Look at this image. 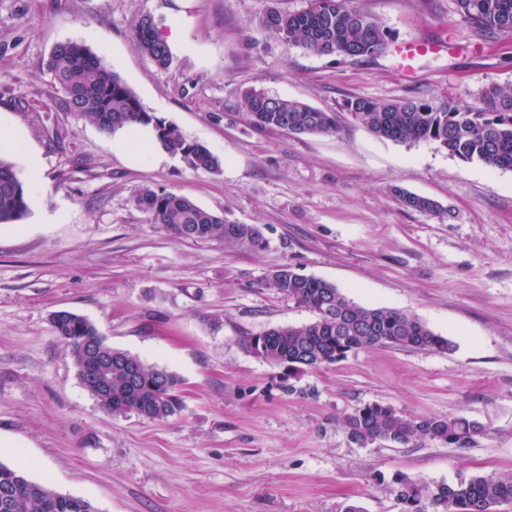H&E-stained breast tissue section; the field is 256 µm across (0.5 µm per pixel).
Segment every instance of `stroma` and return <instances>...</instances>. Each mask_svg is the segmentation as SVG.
Returning <instances> with one entry per match:
<instances>
[{
    "label": "stroma",
    "instance_id": "35a3bbf8",
    "mask_svg": "<svg viewBox=\"0 0 512 512\" xmlns=\"http://www.w3.org/2000/svg\"><path fill=\"white\" fill-rule=\"evenodd\" d=\"M390 43L426 40L404 78L389 50L319 56L260 20L306 0H0V129L19 131L39 179L9 158L28 215L0 224V462L97 512H401L389 483L512 477V169L436 145L379 138L345 108L362 97L476 107L512 88V33L481 40L455 0H356ZM177 29L158 69L135 46L141 15ZM89 47L145 110L221 156L220 173L179 157L130 165L112 137L68 111L46 61ZM337 113L333 135L250 122L249 88ZM193 198L259 225L260 250L175 237L135 207L136 188ZM435 200L404 207L399 191ZM332 282L354 302L403 310L448 337V353L361 350L283 382L245 337L312 313L265 284L280 266ZM88 318L113 348L177 376L181 416L105 413L80 385L52 315ZM379 401L413 416H463L486 434L468 449L420 440L363 445L343 418Z\"/></svg>",
    "mask_w": 512,
    "mask_h": 512
}]
</instances>
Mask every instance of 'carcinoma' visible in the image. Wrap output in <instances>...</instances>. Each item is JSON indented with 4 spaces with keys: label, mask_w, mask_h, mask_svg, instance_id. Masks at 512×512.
<instances>
[{
    "label": "carcinoma",
    "mask_w": 512,
    "mask_h": 512,
    "mask_svg": "<svg viewBox=\"0 0 512 512\" xmlns=\"http://www.w3.org/2000/svg\"><path fill=\"white\" fill-rule=\"evenodd\" d=\"M459 13L480 38L512 32V0H455ZM260 25L274 38L321 56L360 58L381 52L387 34L376 19L355 6V0H307L294 12L270 10ZM133 41L159 69L168 68L171 52L159 35L154 19L141 16ZM47 68L53 84L63 93L69 111L87 117L104 133L127 124L153 126L157 141L193 169L218 173L223 159L205 144L188 139L179 127L148 112L136 95L88 47L60 43L52 50ZM254 125L292 134L329 135L337 132L334 112L304 102L245 92ZM481 106L448 102L435 105L421 99L379 102L356 98L347 102L350 115L375 136L400 142H428L464 162L492 168H512V88L483 89ZM402 204L422 212H440L432 200L400 193ZM132 202L151 223L195 242L220 241L226 245L260 250L265 239L255 224H235L199 206L191 197L164 189L140 187ZM28 194L13 164L0 158V224H14L28 214ZM266 285L314 314L300 326H277L263 332V341L243 340L248 352L274 368L292 366L293 373L333 366L361 349L400 347L447 352L453 342L434 333L417 317L400 309L362 306L331 282L305 276L284 265L274 270ZM53 325L67 344L83 388L113 416L136 414L152 420L180 416L185 409L177 393L178 379L156 365L108 345L86 318L69 312L53 314ZM112 357L111 392L103 393L86 379L92 350ZM138 380L129 386L126 367ZM348 435L361 444L386 442L410 445L417 440L473 447L486 428L460 416H411L382 402L355 407L344 418ZM392 492L402 512H496L512 504V479L474 476L455 484H430L404 474L393 480ZM0 512H96L83 498L57 493L0 462Z\"/></svg>",
    "instance_id": "cac0c4a2"
}]
</instances>
